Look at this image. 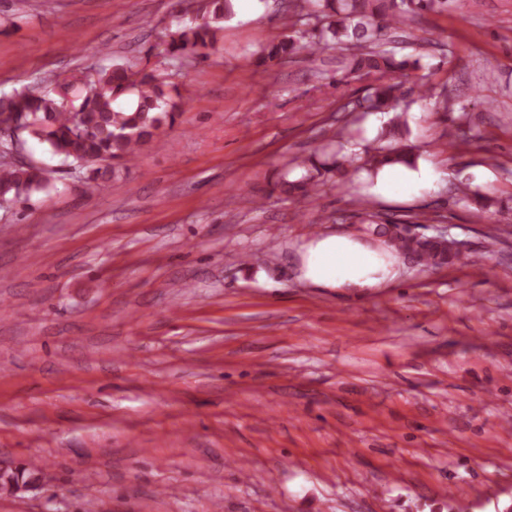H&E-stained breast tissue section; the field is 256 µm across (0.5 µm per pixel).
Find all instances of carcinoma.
I'll list each match as a JSON object with an SVG mask.
<instances>
[{
    "label": "carcinoma",
    "instance_id": "carcinoma-1",
    "mask_svg": "<svg viewBox=\"0 0 512 512\" xmlns=\"http://www.w3.org/2000/svg\"><path fill=\"white\" fill-rule=\"evenodd\" d=\"M447 6L448 0H303L297 15L302 20H316L314 28L297 30V22L288 17L285 26L291 33L266 44L261 59L298 53L314 56L334 45L343 52L349 74L371 79L359 106L367 112H389L405 100L408 80H413L424 97L432 95L433 86L423 76H412L420 69L419 60L397 58L388 46L386 30ZM233 15L231 0H196L195 15L177 22L168 33L164 54L176 61L208 57L218 50L224 21ZM181 111L179 95L172 94L160 75L135 70L123 62L95 70L79 87L58 82L45 93L21 90L0 97V127L18 131L23 143L31 139L46 145L54 155L86 170L89 180L96 181L103 172L114 174L117 165L133 164L141 147L172 126ZM406 132L402 116L395 117L385 130L391 144L365 149L362 168L376 173L386 165H413L415 158L405 143ZM320 176L315 166L298 180H283L282 191L289 196L310 197L317 191ZM48 187V172L36 164H0V204L27 199ZM359 206V224L395 223L389 215L371 208L367 200L359 201ZM456 257L445 239L425 245L420 252V259L434 266ZM17 481H32V469L5 468L0 473V491H12Z\"/></svg>",
    "mask_w": 512,
    "mask_h": 512
}]
</instances>
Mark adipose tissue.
<instances>
[{
  "label": "adipose tissue",
  "instance_id": "obj_1",
  "mask_svg": "<svg viewBox=\"0 0 512 512\" xmlns=\"http://www.w3.org/2000/svg\"><path fill=\"white\" fill-rule=\"evenodd\" d=\"M399 259L390 252L344 235L312 240L301 261V276L318 288L364 292L395 276Z\"/></svg>",
  "mask_w": 512,
  "mask_h": 512
}]
</instances>
